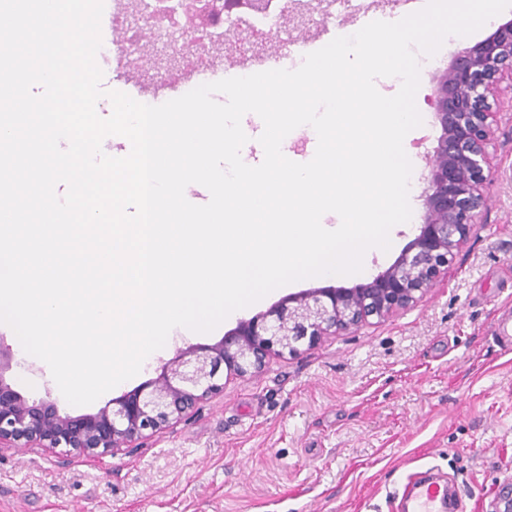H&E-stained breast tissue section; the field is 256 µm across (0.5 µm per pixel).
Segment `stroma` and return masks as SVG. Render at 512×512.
Wrapping results in <instances>:
<instances>
[{
  "instance_id": "stroma-1",
  "label": "stroma",
  "mask_w": 512,
  "mask_h": 512,
  "mask_svg": "<svg viewBox=\"0 0 512 512\" xmlns=\"http://www.w3.org/2000/svg\"><path fill=\"white\" fill-rule=\"evenodd\" d=\"M511 19L509 8L465 41L445 43L421 73L423 123L406 139L414 167L424 168L433 147L437 75L460 45ZM493 109L488 208L420 302L228 377L140 448L65 460L49 448H0V512H402L407 479L427 475L455 489L458 512H490L512 479V353H503L498 330L512 317V82L501 83ZM423 215L414 200L410 221L390 231V249L366 255L359 274L332 286L353 287L388 267ZM322 285L307 278L277 288L209 333L175 331L141 373L81 407L67 403L45 362L17 350L8 325L0 324V340L15 350L10 380L26 399L94 413L157 377L178 349L215 343L240 318Z\"/></svg>"
}]
</instances>
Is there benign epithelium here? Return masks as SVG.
<instances>
[{
  "label": "benign epithelium",
  "instance_id": "benign-epithelium-1",
  "mask_svg": "<svg viewBox=\"0 0 512 512\" xmlns=\"http://www.w3.org/2000/svg\"><path fill=\"white\" fill-rule=\"evenodd\" d=\"M266 0H192L150 16H134L143 29L166 40L165 63L181 58L179 33L194 42L208 37L205 21L219 13L261 12ZM512 77V20L485 40L458 50L438 76L430 102L439 130L426 153L421 199L425 209L418 234L399 257L366 283L351 288H310L290 294L268 310L242 318L211 345H190L164 364L162 373L112 399L93 414L60 413L52 400L29 401L12 388L7 374L13 353L0 342V447L36 444L63 455H105L138 448L142 440L193 412L224 388V376L260 371L276 353L297 354L326 336H336L375 319L384 321L419 300L447 272L486 208L491 167L487 148L494 116L489 97Z\"/></svg>",
  "mask_w": 512,
  "mask_h": 512
}]
</instances>
